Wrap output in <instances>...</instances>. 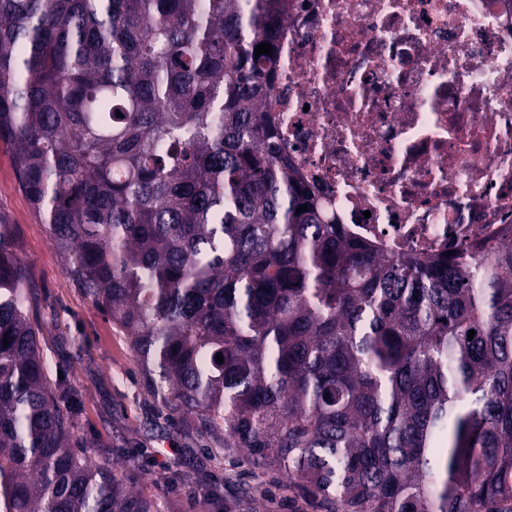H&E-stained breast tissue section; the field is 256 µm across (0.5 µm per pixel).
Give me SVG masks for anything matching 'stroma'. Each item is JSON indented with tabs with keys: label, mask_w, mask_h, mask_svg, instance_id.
I'll list each match as a JSON object with an SVG mask.
<instances>
[{
	"label": "stroma",
	"mask_w": 512,
	"mask_h": 512,
	"mask_svg": "<svg viewBox=\"0 0 512 512\" xmlns=\"http://www.w3.org/2000/svg\"><path fill=\"white\" fill-rule=\"evenodd\" d=\"M0 214L16 226L19 255L35 285L31 321L50 384L79 404L74 441L113 467L158 512H328L281 471L254 468L198 424L171 417L142 377L127 337L65 274L64 259L19 182L13 149L0 142Z\"/></svg>",
	"instance_id": "1"
}]
</instances>
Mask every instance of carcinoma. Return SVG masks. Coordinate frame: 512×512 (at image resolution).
Wrapping results in <instances>:
<instances>
[{
  "label": "carcinoma",
  "instance_id": "obj_1",
  "mask_svg": "<svg viewBox=\"0 0 512 512\" xmlns=\"http://www.w3.org/2000/svg\"><path fill=\"white\" fill-rule=\"evenodd\" d=\"M272 18L270 0H0V141L30 204L168 410L255 468L329 512H512V243L420 259L350 238L259 108ZM13 228L0 512H154L71 443Z\"/></svg>",
  "mask_w": 512,
  "mask_h": 512
}]
</instances>
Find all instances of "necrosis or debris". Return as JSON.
I'll return each mask as SVG.
<instances>
[{
  "mask_svg": "<svg viewBox=\"0 0 512 512\" xmlns=\"http://www.w3.org/2000/svg\"><path fill=\"white\" fill-rule=\"evenodd\" d=\"M273 53L260 109L350 237L512 242V0H288Z\"/></svg>",
  "mask_w": 512,
  "mask_h": 512,
  "instance_id": "4bbe7bcc",
  "label": "necrosis or debris"
}]
</instances>
